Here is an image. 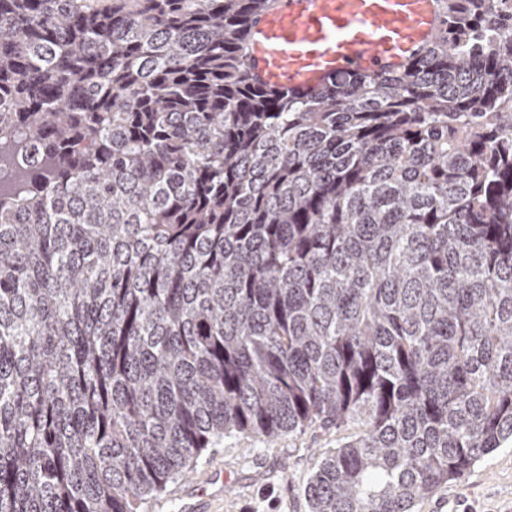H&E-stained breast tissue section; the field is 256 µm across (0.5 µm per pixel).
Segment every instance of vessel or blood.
<instances>
[{
	"label": "vessel or blood",
	"instance_id": "b4317fda",
	"mask_svg": "<svg viewBox=\"0 0 512 512\" xmlns=\"http://www.w3.org/2000/svg\"><path fill=\"white\" fill-rule=\"evenodd\" d=\"M440 24L441 0H276L248 32L247 70L259 85L312 92L351 71L402 69Z\"/></svg>",
	"mask_w": 512,
	"mask_h": 512
}]
</instances>
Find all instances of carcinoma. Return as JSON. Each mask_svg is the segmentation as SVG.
Returning a JSON list of instances; mask_svg holds the SVG:
<instances>
[{"label":"carcinoma","instance_id":"carcinoma-1","mask_svg":"<svg viewBox=\"0 0 512 512\" xmlns=\"http://www.w3.org/2000/svg\"><path fill=\"white\" fill-rule=\"evenodd\" d=\"M272 0H0V512H138L226 436L355 428L310 512L512 441V11L264 88Z\"/></svg>","mask_w":512,"mask_h":512}]
</instances>
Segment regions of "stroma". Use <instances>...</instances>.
I'll return each mask as SVG.
<instances>
[{
	"label": "stroma",
	"mask_w": 512,
	"mask_h": 512,
	"mask_svg": "<svg viewBox=\"0 0 512 512\" xmlns=\"http://www.w3.org/2000/svg\"><path fill=\"white\" fill-rule=\"evenodd\" d=\"M348 435L317 425L290 438H225L141 512H183L191 497L202 512H310L304 488L323 452ZM413 512H512V443L423 496Z\"/></svg>",
	"instance_id": "obj_1"
}]
</instances>
